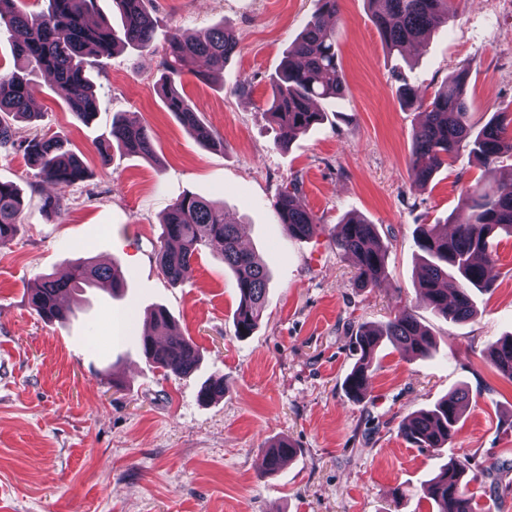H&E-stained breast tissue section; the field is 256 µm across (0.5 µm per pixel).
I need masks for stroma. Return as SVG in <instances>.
<instances>
[{"label": "stroma", "mask_w": 512, "mask_h": 512, "mask_svg": "<svg viewBox=\"0 0 512 512\" xmlns=\"http://www.w3.org/2000/svg\"><path fill=\"white\" fill-rule=\"evenodd\" d=\"M448 6L447 26L392 55L365 0H340L347 90L322 124L287 143L266 112L271 82L316 0H148L154 42L92 67L97 113L87 122L34 75L38 118L13 120L0 147V181L23 200L19 232L0 248V512H430L419 488L453 458L477 476L476 512H512V382L488 356L512 333V237L496 240L492 286L475 294L472 320L448 322L417 293L420 225L448 230L462 188L512 178V158L487 169L464 152L426 187L411 179L421 116L401 106L402 85L430 95L466 68L475 129L502 112L512 135V0ZM220 22L236 55L204 83L184 67L179 86L218 135L206 146L165 108L157 65L171 32ZM117 114L147 126L153 159L101 160L95 144ZM36 130L62 138L86 169L62 189L59 214L43 209L35 169L15 147ZM294 182L323 226L310 239L289 238L272 208ZM187 194L223 204L270 273L251 336L235 335L238 297L218 252L199 251L177 285L160 271L162 217ZM351 215L389 246L381 287H355L353 260L332 243ZM88 260L118 269L123 288L72 292L66 321L42 320L27 303L36 280ZM156 307L198 346L192 373L164 375L141 355L136 338ZM403 308L432 334L434 355L382 343L370 387L352 399L344 379L356 331ZM216 378L223 398L200 402ZM460 388L469 403L451 442L432 450L404 439L405 418ZM284 437L296 455L265 473L268 446Z\"/></svg>", "instance_id": "stroma-1"}]
</instances>
